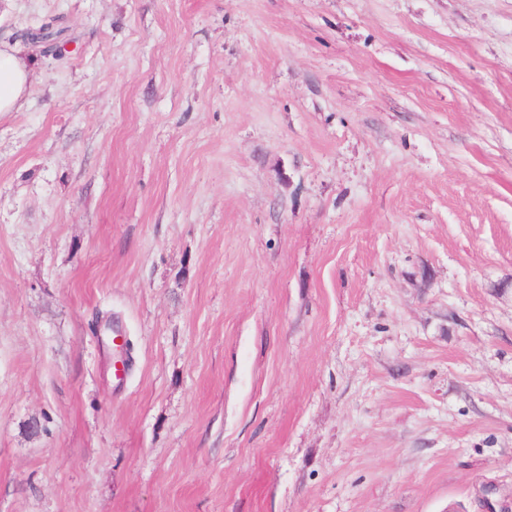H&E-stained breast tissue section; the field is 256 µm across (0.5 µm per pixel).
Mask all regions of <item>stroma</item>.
Segmentation results:
<instances>
[{"instance_id":"35a3bbf8","label":"stroma","mask_w":512,"mask_h":512,"mask_svg":"<svg viewBox=\"0 0 512 512\" xmlns=\"http://www.w3.org/2000/svg\"><path fill=\"white\" fill-rule=\"evenodd\" d=\"M52 17L0 512H512V0H0V44ZM112 346L117 352V355L112 359V377L114 383V390H120L123 388L126 378L128 375V363L125 356L123 358L120 352L124 345L125 336H123V330L118 325L112 324ZM121 338V343L116 342L117 339Z\"/></svg>"}]
</instances>
